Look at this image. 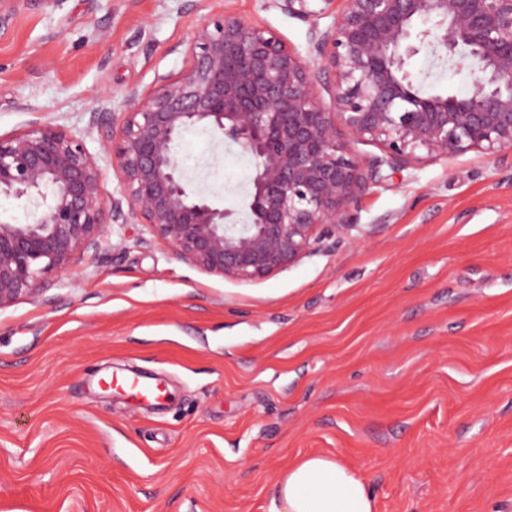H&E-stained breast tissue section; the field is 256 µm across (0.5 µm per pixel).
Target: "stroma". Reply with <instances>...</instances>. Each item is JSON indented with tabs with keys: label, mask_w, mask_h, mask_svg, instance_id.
<instances>
[{
	"label": "stroma",
	"mask_w": 512,
	"mask_h": 512,
	"mask_svg": "<svg viewBox=\"0 0 512 512\" xmlns=\"http://www.w3.org/2000/svg\"><path fill=\"white\" fill-rule=\"evenodd\" d=\"M230 9L313 58L311 22L267 0H60L0 32V135H81L118 194L92 116L186 67ZM425 92L467 71L407 62ZM190 190L244 209L254 160L192 128ZM129 224L37 297L0 310V512H267L300 456L368 479L376 512H512V156L422 161L372 186L357 224L289 270L209 275ZM141 369L149 411L100 378Z\"/></svg>",
	"instance_id": "obj_1"
}]
</instances>
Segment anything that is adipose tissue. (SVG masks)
<instances>
[{"label": "adipose tissue", "mask_w": 512, "mask_h": 512, "mask_svg": "<svg viewBox=\"0 0 512 512\" xmlns=\"http://www.w3.org/2000/svg\"><path fill=\"white\" fill-rule=\"evenodd\" d=\"M372 488L344 461L312 455L289 464L272 488L268 512H375Z\"/></svg>", "instance_id": "1"}]
</instances>
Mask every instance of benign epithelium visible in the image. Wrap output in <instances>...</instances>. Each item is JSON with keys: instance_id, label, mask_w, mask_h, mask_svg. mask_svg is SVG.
<instances>
[{"instance_id": "benign-epithelium-1", "label": "benign epithelium", "mask_w": 512, "mask_h": 512, "mask_svg": "<svg viewBox=\"0 0 512 512\" xmlns=\"http://www.w3.org/2000/svg\"><path fill=\"white\" fill-rule=\"evenodd\" d=\"M29 2L0 0V30ZM270 2L303 18L325 12L312 0ZM337 2L331 26L313 23L312 60L224 10L203 20L180 74L127 91L121 118L92 120L119 173L116 196L104 192L99 158L66 128L34 121L0 136V196L39 209L31 222L0 219V309L35 296L114 226L142 224L181 260L251 282L293 267L326 238H344L359 199L386 179V168L477 149L512 156V0ZM420 17L435 19L433 28L414 32ZM415 39L469 69L473 91L422 94L405 69ZM192 127L258 159L248 223L187 189L174 147ZM346 132L382 155L359 156Z\"/></svg>"}]
</instances>
